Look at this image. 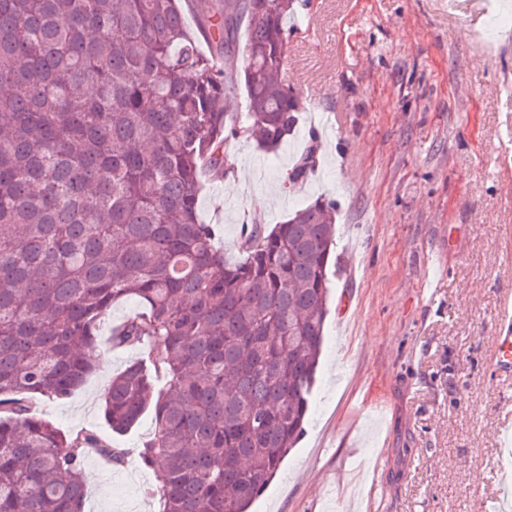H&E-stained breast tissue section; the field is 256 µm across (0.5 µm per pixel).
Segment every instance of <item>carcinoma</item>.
Here are the masks:
<instances>
[{
    "label": "carcinoma",
    "mask_w": 512,
    "mask_h": 512,
    "mask_svg": "<svg viewBox=\"0 0 512 512\" xmlns=\"http://www.w3.org/2000/svg\"><path fill=\"white\" fill-rule=\"evenodd\" d=\"M179 2L0 0V512H84L86 454L123 462L33 402L85 383L124 298L141 310L112 347L148 349L103 415L122 435L153 412L139 457L161 512H248L304 432L336 203L251 224L237 262L198 212L203 179L233 168L229 141L273 154L297 127L279 81L295 0H185L194 31ZM139 303L136 299H126L113 305L112 313L108 321H106L100 328V336L102 342L105 344L110 334L111 325L118 324L139 311Z\"/></svg>",
    "instance_id": "cac0c4a2"
}]
</instances>
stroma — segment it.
Masks as SVG:
<instances>
[{
	"label": "stroma",
	"instance_id": "obj_1",
	"mask_svg": "<svg viewBox=\"0 0 512 512\" xmlns=\"http://www.w3.org/2000/svg\"><path fill=\"white\" fill-rule=\"evenodd\" d=\"M283 80L303 109L277 155L232 142L199 209L228 259L243 225L334 198L330 313L304 436L251 512H484L502 491L512 379L494 373L512 320V0H296ZM316 169L283 179L319 115ZM435 279L434 295L424 284ZM142 348L102 350L71 397L42 400L67 432L109 435L100 407ZM84 460V512H160L138 451Z\"/></svg>",
	"mask_w": 512,
	"mask_h": 512
}]
</instances>
